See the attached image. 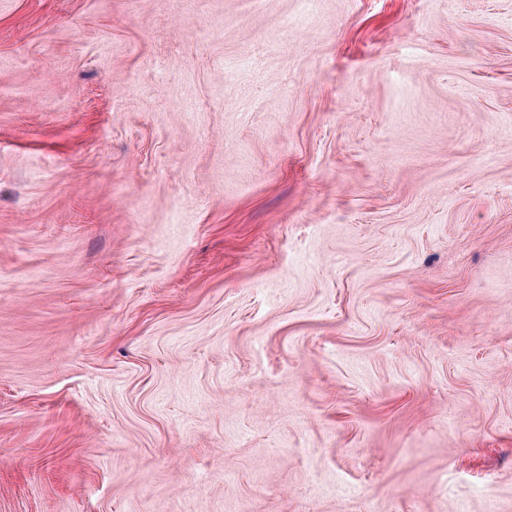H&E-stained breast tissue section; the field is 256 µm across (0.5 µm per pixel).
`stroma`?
Wrapping results in <instances>:
<instances>
[{
	"mask_svg": "<svg viewBox=\"0 0 512 512\" xmlns=\"http://www.w3.org/2000/svg\"><path fill=\"white\" fill-rule=\"evenodd\" d=\"M0 512H512V0H0Z\"/></svg>",
	"mask_w": 512,
	"mask_h": 512,
	"instance_id": "1",
	"label": "stroma"
}]
</instances>
